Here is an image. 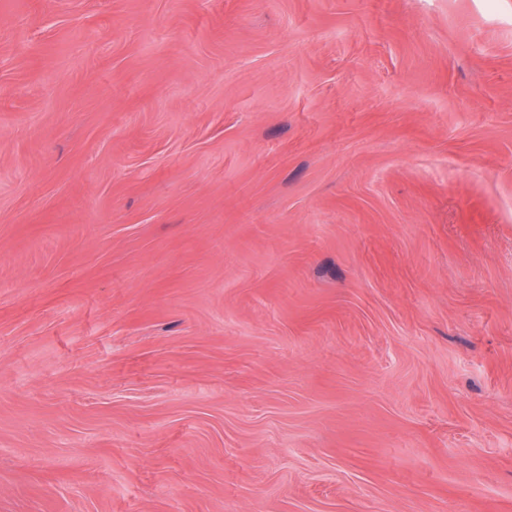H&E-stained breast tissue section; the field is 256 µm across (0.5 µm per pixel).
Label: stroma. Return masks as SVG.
<instances>
[{
    "mask_svg": "<svg viewBox=\"0 0 512 512\" xmlns=\"http://www.w3.org/2000/svg\"><path fill=\"white\" fill-rule=\"evenodd\" d=\"M0 512H512V0H0Z\"/></svg>",
    "mask_w": 512,
    "mask_h": 512,
    "instance_id": "35a3bbf8",
    "label": "stroma"
}]
</instances>
